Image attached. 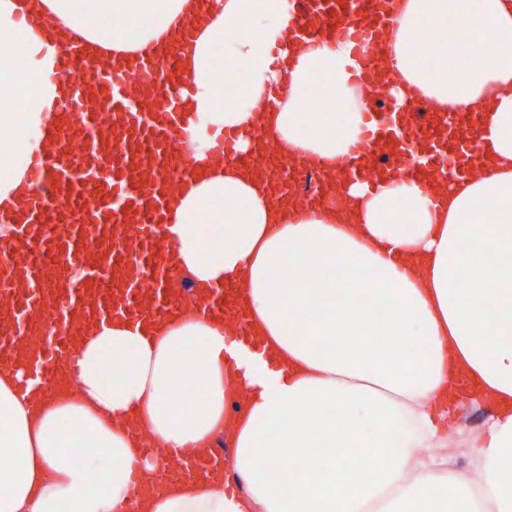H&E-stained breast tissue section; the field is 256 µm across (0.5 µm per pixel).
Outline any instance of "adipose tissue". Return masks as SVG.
Wrapping results in <instances>:
<instances>
[{
	"label": "adipose tissue",
	"instance_id": "obj_1",
	"mask_svg": "<svg viewBox=\"0 0 512 512\" xmlns=\"http://www.w3.org/2000/svg\"><path fill=\"white\" fill-rule=\"evenodd\" d=\"M291 10L290 0H212L203 18L199 0H0V82L14 88L0 99L12 155L0 211L22 198L68 96L55 77L62 34L107 60L199 19L181 61L195 120L180 133L197 174L169 201L171 259L198 290L234 283L261 338L245 372L225 364L224 326L211 318L116 319L82 337L77 393L41 405L18 392L24 366L0 365V512H119L136 495L135 471L165 472V449L205 445L228 422L240 495L186 477L146 512H512V262L501 258L512 250V0H399L394 98L418 92L478 112L490 166L453 180L441 207L414 180L344 183L342 224L322 211L289 218L266 181L208 163L227 129L243 153L259 129L278 150L328 161L364 134L351 44L297 50ZM35 12L51 18L38 32L25 25ZM427 31L449 68L415 60ZM317 82L321 109L305 111ZM275 90L277 107L262 108ZM455 365L475 384L472 406L487 392L501 401L480 430H441L431 412ZM244 383V403L226 407ZM178 385L188 392L175 404ZM121 419L143 425L157 451L118 429ZM454 444L472 447L470 473L449 469ZM351 455L370 476L350 489Z\"/></svg>",
	"mask_w": 512,
	"mask_h": 512
}]
</instances>
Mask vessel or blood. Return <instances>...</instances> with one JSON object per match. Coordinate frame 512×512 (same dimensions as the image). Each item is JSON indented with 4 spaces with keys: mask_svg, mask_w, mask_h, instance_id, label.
<instances>
[{
    "mask_svg": "<svg viewBox=\"0 0 512 512\" xmlns=\"http://www.w3.org/2000/svg\"><path fill=\"white\" fill-rule=\"evenodd\" d=\"M393 0H294L291 38L310 46L329 38L352 43L358 80L370 98L371 129L336 165L341 177L376 184L386 177L439 178L438 160L455 159L453 178L471 176L480 161L477 117L455 124L441 113L389 107L392 73L382 35L395 23ZM181 46L151 43L128 62L102 64L82 44L66 43L56 75L74 91L56 128L29 164L32 190L17 209L0 211V364L22 363L40 385L20 392L46 399L63 376L78 341L93 325L115 318L163 320L182 309L185 275L168 260V198L190 174L192 157L178 129L189 86L179 69ZM225 132L210 159L250 162ZM274 191L292 195L300 164L274 161ZM199 308L232 318L224 340L246 341V313L231 285L211 291ZM223 441L206 448H172L180 471L201 475L223 462Z\"/></svg>",
    "mask_w": 512,
    "mask_h": 512,
    "instance_id": "b4317fda",
    "label": "vessel or blood"
}]
</instances>
